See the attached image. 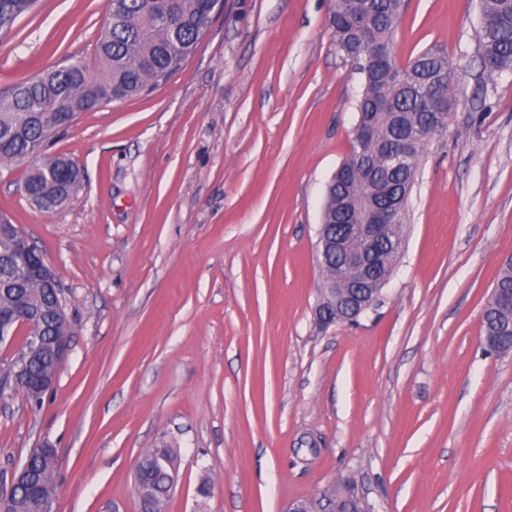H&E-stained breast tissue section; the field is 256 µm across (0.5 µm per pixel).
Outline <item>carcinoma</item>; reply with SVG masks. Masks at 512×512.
<instances>
[{"instance_id": "1", "label": "carcinoma", "mask_w": 512, "mask_h": 512, "mask_svg": "<svg viewBox=\"0 0 512 512\" xmlns=\"http://www.w3.org/2000/svg\"><path fill=\"white\" fill-rule=\"evenodd\" d=\"M38 0H0V34L33 11ZM218 0H110L105 23L94 50V60L70 59L35 73L0 92V162L41 157L24 177L28 198L57 208L68 204L80 186L78 167L64 156H50V144L63 135L77 117L111 102L140 96L166 82L192 54L207 31ZM405 0H331L329 26L336 50L354 56L356 46L373 44L386 49L384 57L357 61L363 76L357 112L372 135L353 140L349 155L338 167L326 191L322 223L339 231L343 224H359L370 198L383 185L410 190L423 150L419 143L445 116L427 106L434 89L446 97L448 110L456 98L451 91L454 69L446 53L427 49L406 65L397 62L395 31ZM478 53L485 70H512V0H479ZM404 238L403 216L390 229L388 252L397 261ZM18 232L0 234V339L27 316L42 328L44 344L34 336L14 340L9 359L0 361V373L21 372L10 391L30 403H43L36 382L60 371L62 358L52 348L69 332L57 322L65 310L61 293L28 276L19 261ZM486 336L512 333V304L489 308ZM176 465L171 448H154L142 455L139 490L142 512H165L169 496L167 466ZM24 483L7 499L0 512H45L47 496L59 488L57 469L35 451L28 455Z\"/></svg>"}]
</instances>
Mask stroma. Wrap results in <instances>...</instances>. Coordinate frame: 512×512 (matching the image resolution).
Wrapping results in <instances>:
<instances>
[{
	"label": "stroma",
	"instance_id": "obj_1",
	"mask_svg": "<svg viewBox=\"0 0 512 512\" xmlns=\"http://www.w3.org/2000/svg\"><path fill=\"white\" fill-rule=\"evenodd\" d=\"M108 0H41L0 38V91L92 60ZM328 0H224L150 93L48 149L66 206L0 164V216L43 254L70 352L41 407L0 398V476L48 443L52 512H141L142 453L179 455L167 512H286L349 480L374 512H512V353L482 314L512 256V71L487 75L478 0H407L400 63L443 47L456 105L426 145L375 307L321 329L318 227L363 79Z\"/></svg>",
	"mask_w": 512,
	"mask_h": 512
}]
</instances>
